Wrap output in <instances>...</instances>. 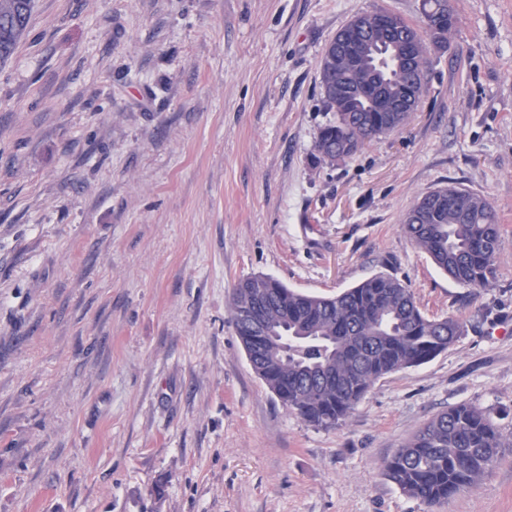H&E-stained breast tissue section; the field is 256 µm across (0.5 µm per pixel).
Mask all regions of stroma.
I'll return each instance as SVG.
<instances>
[{
    "mask_svg": "<svg viewBox=\"0 0 512 512\" xmlns=\"http://www.w3.org/2000/svg\"><path fill=\"white\" fill-rule=\"evenodd\" d=\"M421 3L37 0L0 65V512H512V447L441 504L383 473L457 404L512 438V0H450L405 126L313 158L326 45ZM452 182L498 212L489 288L402 228ZM378 273L463 333L311 425L251 369L232 289L333 297Z\"/></svg>",
    "mask_w": 512,
    "mask_h": 512,
    "instance_id": "35a3bbf8",
    "label": "stroma"
}]
</instances>
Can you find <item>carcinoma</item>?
<instances>
[{"mask_svg":"<svg viewBox=\"0 0 512 512\" xmlns=\"http://www.w3.org/2000/svg\"><path fill=\"white\" fill-rule=\"evenodd\" d=\"M447 2L422 0L421 20L413 24L398 18L396 36L370 30L353 62L321 59L324 102L335 119L318 134L316 161L349 158L408 122L410 110L376 108L383 98L418 108L426 91L428 43L456 30L455 11ZM33 8L34 0H0V63L13 54ZM401 37L419 46L411 60ZM338 69L353 91H333ZM438 191L445 193L442 199L432 202L426 194L408 211L405 233L457 283L489 287L500 239L493 204L455 185ZM241 287L254 297L270 298L263 311L264 334L288 337L282 347L268 344V356L254 361L255 372L285 406L319 427L344 421L380 377L425 363L461 331L453 317H426L410 288L391 275H374L334 297L302 293L269 276L246 278L236 285ZM230 311L241 342L249 344L254 332L241 320L235 296ZM511 447L484 409L461 403L426 422L386 459L384 472L407 496L437 504L478 484L497 464L501 449Z\"/></svg>","mask_w":512,"mask_h":512,"instance_id":"obj_1","label":"carcinoma"}]
</instances>
